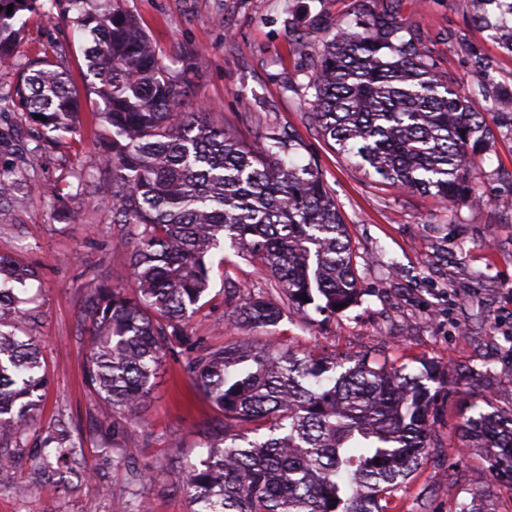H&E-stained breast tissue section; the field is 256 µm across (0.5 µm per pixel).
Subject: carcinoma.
Wrapping results in <instances>:
<instances>
[{
	"instance_id": "carcinoma-1",
	"label": "carcinoma",
	"mask_w": 512,
	"mask_h": 512,
	"mask_svg": "<svg viewBox=\"0 0 512 512\" xmlns=\"http://www.w3.org/2000/svg\"><path fill=\"white\" fill-rule=\"evenodd\" d=\"M0 0V60L12 57L16 17L77 12L91 41L89 94L107 141L97 169L112 180L102 200L133 285L104 281L84 304L92 347L85 381L105 414L134 416L153 390L162 359L190 351L185 371L224 420L188 466L183 490L194 512H391L394 490L422 465L429 398L416 382L366 359L322 362L276 345H200L189 311L209 288L212 250L227 239L266 268L264 287L235 306L236 318L272 331L292 305L336 312L357 297L358 271L346 224L310 165L282 158L293 135L262 129L241 142L210 113L191 110L190 90L163 65L156 46L122 0ZM12 13H7L8 5ZM512 54V0H458ZM309 88V117L338 153L368 176L443 201L474 204L469 187L477 151L495 132L420 52L391 11L361 4L355 23L321 39ZM36 119L34 150L54 147L81 123L82 103L68 75L46 56L24 65L15 95ZM19 162L0 161V210L22 201ZM36 268L0 253V467L17 451L71 463L81 454L65 415L37 431L47 376L32 337L17 332L25 311L16 289ZM255 437H249V434ZM462 437L497 449L492 468L512 474V413H479Z\"/></svg>"
}]
</instances>
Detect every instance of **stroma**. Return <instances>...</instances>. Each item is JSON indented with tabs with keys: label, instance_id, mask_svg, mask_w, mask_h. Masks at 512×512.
<instances>
[{
	"label": "stroma",
	"instance_id": "obj_1",
	"mask_svg": "<svg viewBox=\"0 0 512 512\" xmlns=\"http://www.w3.org/2000/svg\"><path fill=\"white\" fill-rule=\"evenodd\" d=\"M391 9L422 51L460 87L487 66L489 81L475 97L479 111L495 108L502 89H512V56L488 31L457 8L456 0H370ZM156 43L171 75L185 80L194 105L206 108L240 140L253 141L270 127L293 132L297 165L315 164L332 190L356 254L362 293L331 316L290 309L274 336L236 322L227 288L244 297L265 271L233 249L211 255L210 289L189 320L202 345L219 348L249 339L347 362L387 363L403 375L437 366L427 386L434 399L430 448L415 477L394 492V512H459L471 503L482 512H512V478L489 473L490 452L462 449L459 427L481 412L512 413V115L499 114L496 141L486 150L472 185L485 199L479 207L454 206L418 193L378 184L324 140L308 116L307 84L319 40L354 18L359 0H123ZM11 60L0 63V94L14 90L18 66L55 55L73 86L84 90L86 39L70 19L26 12ZM306 45L296 49L297 37ZM99 136L92 120L64 135L36 160L38 182L56 187L63 206L54 211L32 192L25 207L0 212V253L36 267L40 278L22 296L29 315L25 331L36 339L48 373L36 423L52 426L69 416L83 443L82 462L91 479L64 489L53 480L33 484L36 451H22L0 468V512H113L129 497V467L153 469L140 487L151 512H193L183 491L188 464L222 419L186 373L185 354L167 355L150 399L134 421L113 429L84 379L89 351L84 299L94 278L130 285L124 252L115 246L110 215L99 201L111 196L107 174L97 177L87 199L74 195L75 171L98 162ZM109 455H101V445ZM484 482H473L476 472Z\"/></svg>",
	"mask_w": 512,
	"mask_h": 512
}]
</instances>
